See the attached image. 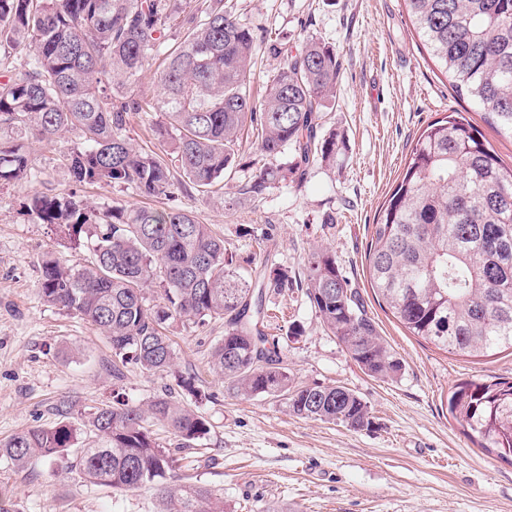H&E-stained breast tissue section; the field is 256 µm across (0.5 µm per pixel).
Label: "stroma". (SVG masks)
Here are the masks:
<instances>
[{
	"mask_svg": "<svg viewBox=\"0 0 512 512\" xmlns=\"http://www.w3.org/2000/svg\"><path fill=\"white\" fill-rule=\"evenodd\" d=\"M243 23L289 50L308 37L341 62L324 133L335 134L334 164H314L303 181L286 178L262 201L241 192L261 164L255 138L243 139L220 193L189 199L197 217L224 238L240 274L281 269L303 279L308 256L333 254L356 288L384 343L402 362L393 379L366 373L324 331L304 288L266 297L267 335L278 342L295 383L341 385L368 405L374 424L355 431L302 419L284 398L236 396L211 365L224 322L175 324L171 373L127 365L112 377L113 353L98 330L39 297L41 261L52 252L81 262L53 226L36 223L22 203L33 191L75 193L98 204L143 205L128 190L76 187L54 154L31 151L41 182L0 185V442L64 422L75 448L91 445L92 408L122 398L142 405L162 393L209 423L203 449L178 452L176 478L224 492V512H512V465L477 448L448 413V393L465 381L512 379V352L481 357L446 352L411 335L371 287L367 247L381 208L401 180L423 131L448 113L479 109L452 92L404 0H237ZM191 380L185 390L182 380ZM6 512H158L153 485L115 491L90 485L67 461L19 468L0 458Z\"/></svg>",
	"mask_w": 512,
	"mask_h": 512,
	"instance_id": "obj_1",
	"label": "stroma"
}]
</instances>
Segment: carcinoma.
<instances>
[{
    "label": "carcinoma",
    "mask_w": 512,
    "mask_h": 512,
    "mask_svg": "<svg viewBox=\"0 0 512 512\" xmlns=\"http://www.w3.org/2000/svg\"><path fill=\"white\" fill-rule=\"evenodd\" d=\"M405 2L452 88L512 139V0ZM258 43L233 0H0V132L55 148L79 186L106 183L176 201L224 182L252 127L263 159L293 152L286 169L265 163L256 171L247 192L260 201L283 172L302 177L316 159L336 161V135L322 129L341 63L311 37L284 58L257 101ZM16 53L24 54L18 67ZM148 74L157 87L150 97L133 90ZM139 112L164 117L156 135L169 160L136 149L123 134ZM70 132L80 134V145H65ZM42 174L29 146L0 141V183H35ZM24 209L39 224L85 236L90 260L83 264L45 255L38 294L99 330L117 357L113 378L129 363L167 371L174 351L166 330L220 318L224 337L211 363L237 395L283 396L297 417L373 426L352 391L291 382L258 324L263 294L281 293L292 279L275 271L253 295L224 254V239L191 208L91 206L74 194L35 191ZM367 251L372 288L410 333L466 356L512 350V167L463 113L419 136ZM304 283L323 326L363 369L382 379L400 374V359L331 254L309 255ZM153 285L164 303L150 308L144 291ZM448 413L480 447L512 462V381L460 383ZM153 422L171 429L175 449L154 441ZM88 423L96 442L80 449L74 468L89 484L127 491L150 483L159 512H224L221 490L170 479L174 451L210 433L189 406L167 394L145 407L118 399L94 408ZM74 440V429L59 423L1 442L0 456L23 467L67 455Z\"/></svg>",
    "instance_id": "cac0c4a2"
}]
</instances>
